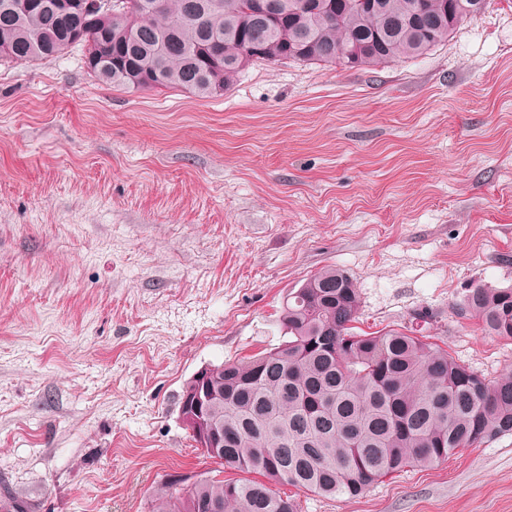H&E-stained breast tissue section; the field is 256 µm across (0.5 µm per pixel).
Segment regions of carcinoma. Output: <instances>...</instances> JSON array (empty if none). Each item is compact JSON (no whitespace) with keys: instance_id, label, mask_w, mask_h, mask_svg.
I'll list each match as a JSON object with an SVG mask.
<instances>
[{"instance_id":"cac0c4a2","label":"carcinoma","mask_w":512,"mask_h":512,"mask_svg":"<svg viewBox=\"0 0 512 512\" xmlns=\"http://www.w3.org/2000/svg\"><path fill=\"white\" fill-rule=\"evenodd\" d=\"M147 16L101 10L70 41L78 18L42 5L0 0V60L36 63L73 48L99 59L87 70L131 90L162 87L199 96L229 89L254 63L378 66L448 42L489 0H153ZM354 50L353 56L345 50ZM357 288L338 269L320 271L288 294L287 340L208 369V418L223 434L221 479L207 471L170 474L151 512H298L274 489L356 497L408 467L426 468L458 449L512 434V374L488 381L421 336L352 331ZM491 336L512 338V288H472L454 308Z\"/></svg>"}]
</instances>
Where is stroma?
Wrapping results in <instances>:
<instances>
[{"mask_svg":"<svg viewBox=\"0 0 512 512\" xmlns=\"http://www.w3.org/2000/svg\"><path fill=\"white\" fill-rule=\"evenodd\" d=\"M333 267L365 333L486 378L512 338L454 307L512 288V0L375 67L249 65L224 93L0 61V482L29 512H149L211 468L181 413L204 366L278 347ZM427 312V321L417 318ZM301 512H512V435Z\"/></svg>","mask_w":512,"mask_h":512,"instance_id":"stroma-1","label":"stroma"}]
</instances>
